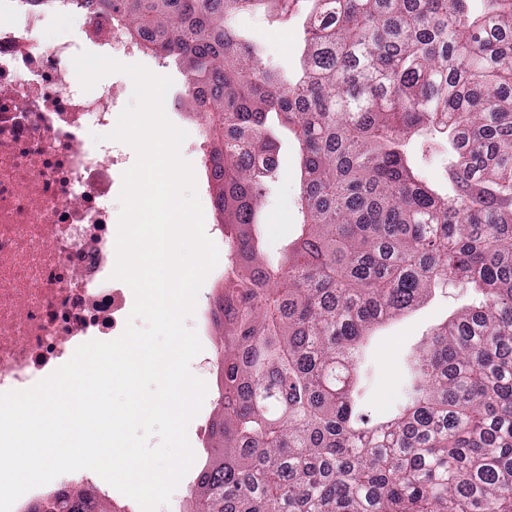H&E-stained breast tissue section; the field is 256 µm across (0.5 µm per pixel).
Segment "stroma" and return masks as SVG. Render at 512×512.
<instances>
[{
	"label": "stroma",
	"instance_id": "1",
	"mask_svg": "<svg viewBox=\"0 0 512 512\" xmlns=\"http://www.w3.org/2000/svg\"><path fill=\"white\" fill-rule=\"evenodd\" d=\"M239 31L255 45L266 65L279 69L284 75H294L299 67L304 47V33L300 18L282 23L255 13L241 14L236 20ZM278 141V179L268 191L262 210L270 216L266 236L271 247L290 241L300 219L298 195L300 183V157L296 142L286 127L274 126ZM194 138H187L181 148L185 159L193 165L200 202L204 211L205 231L215 244H223L224 237L216 226L212 197ZM472 288L452 281L436 297L398 318L388 321L375 331L372 340L377 373L370 397L372 412L381 414L391 409L399 397L401 357L449 315L471 305Z\"/></svg>",
	"mask_w": 512,
	"mask_h": 512
}]
</instances>
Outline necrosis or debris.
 <instances>
[{
	"label": "necrosis or debris",
	"mask_w": 512,
	"mask_h": 512,
	"mask_svg": "<svg viewBox=\"0 0 512 512\" xmlns=\"http://www.w3.org/2000/svg\"><path fill=\"white\" fill-rule=\"evenodd\" d=\"M68 10L0 0V392L32 387L84 343L118 338L134 305L111 277L112 202L134 160L123 143L92 139L122 108L111 82L82 91L73 58L143 49L91 9L79 38L38 47L49 12Z\"/></svg>",
	"instance_id": "obj_1"
}]
</instances>
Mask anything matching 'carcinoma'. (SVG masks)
Wrapping results in <instances>:
<instances>
[{"label":"carcinoma","mask_w":512,"mask_h":512,"mask_svg":"<svg viewBox=\"0 0 512 512\" xmlns=\"http://www.w3.org/2000/svg\"><path fill=\"white\" fill-rule=\"evenodd\" d=\"M118 18L201 85L217 222L208 307L222 385L191 512H512V0H68ZM304 16L300 71L232 26ZM301 155L299 233L266 255L256 215L272 122ZM448 142V183L415 136ZM477 300L405 359L391 415L364 411L372 333L450 281ZM25 512H114L92 488ZM421 138L414 137L408 144V149L414 154L416 159L421 165V171L425 180L431 183H439L444 180V161L442 153L432 154L426 153V156H421L420 140Z\"/></svg>","instance_id":"carcinoma-1"}]
</instances>
